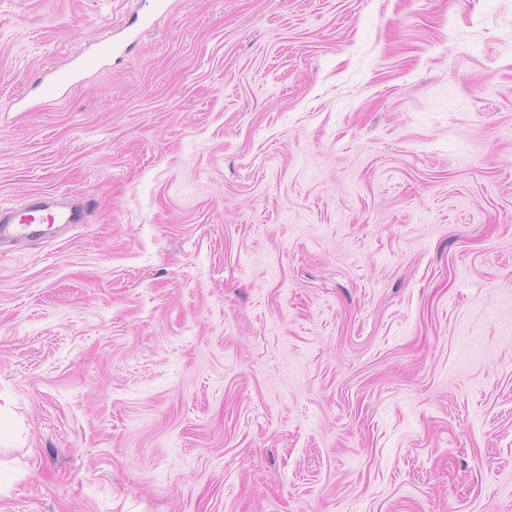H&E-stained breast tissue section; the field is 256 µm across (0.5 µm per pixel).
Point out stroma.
<instances>
[{"instance_id": "obj_1", "label": "stroma", "mask_w": 512, "mask_h": 512, "mask_svg": "<svg viewBox=\"0 0 512 512\" xmlns=\"http://www.w3.org/2000/svg\"><path fill=\"white\" fill-rule=\"evenodd\" d=\"M65 195L0 512H512V0H0V206Z\"/></svg>"}]
</instances>
